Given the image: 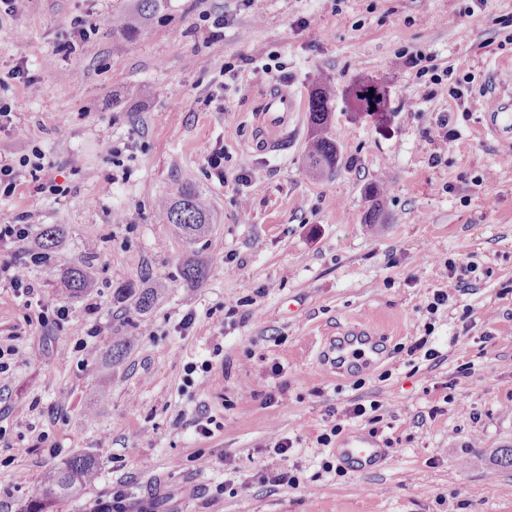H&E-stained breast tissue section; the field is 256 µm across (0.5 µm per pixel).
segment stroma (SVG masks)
Listing matches in <instances>:
<instances>
[{
	"label": "stroma",
	"instance_id": "1",
	"mask_svg": "<svg viewBox=\"0 0 512 512\" xmlns=\"http://www.w3.org/2000/svg\"><path fill=\"white\" fill-rule=\"evenodd\" d=\"M128 5L16 0L0 15V103L14 112L0 155L45 164L0 197V224L30 227L0 264L69 310L27 322L0 278V512H29L77 453L98 477L49 512H512V468L492 461L512 446V135L486 117L489 71L512 62V0H168L140 35L113 37ZM411 52L470 79L464 101L417 77ZM358 83L383 90V111L354 105ZM323 85L340 160L316 179L304 155ZM278 86L298 110L267 152L262 102ZM380 182L383 221L369 224ZM185 183L211 203L192 244L156 211ZM125 211L135 223H116ZM46 224L63 243L36 261ZM197 256L212 274L193 288L178 269ZM73 264L96 282L75 298ZM452 275L466 289L432 307ZM155 280L166 289L146 313L115 297ZM352 325L383 353L332 372L320 347ZM117 336L133 342L116 362ZM355 431L387 448L381 465L340 463ZM284 472L297 484L275 482Z\"/></svg>",
	"mask_w": 512,
	"mask_h": 512
}]
</instances>
